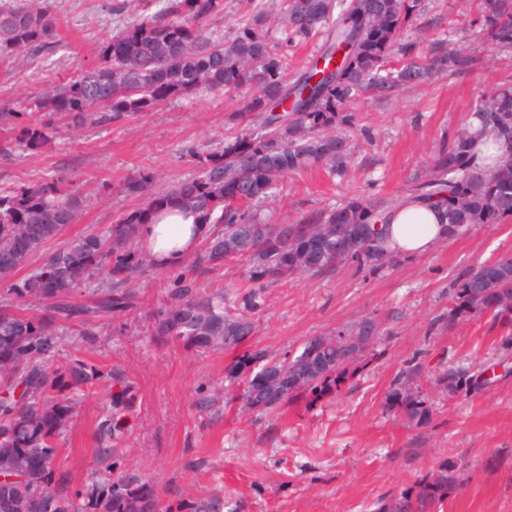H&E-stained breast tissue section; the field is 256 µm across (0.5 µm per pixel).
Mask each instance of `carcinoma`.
<instances>
[{
    "mask_svg": "<svg viewBox=\"0 0 512 512\" xmlns=\"http://www.w3.org/2000/svg\"><path fill=\"white\" fill-rule=\"evenodd\" d=\"M489 24L480 43L466 48L450 39L429 42L414 53L401 35L420 12L419 0H288L283 36L270 41L263 12H252L217 38L209 28L222 0H115L112 11L136 20L101 42L99 66L49 87L35 98L39 112L55 114L74 128L101 119H124L161 102L226 87L255 91L237 113L239 131L224 138L221 153L197 162L198 174L170 189L148 193L145 203L102 232L58 245L21 279L18 270L64 227L77 209L58 181L0 191V281L9 299L0 304V464L24 458L28 481L0 483V512H160L152 486L134 473L69 498L54 488L58 441L75 416L78 395L118 376L81 359L56 360L59 330L77 323L78 335H94L101 321L143 308L130 287L158 264L138 243L139 228L164 208L188 209L208 227L173 281L146 311L147 333L193 350L236 351L254 335L264 308L265 286L304 275L325 276L345 265L375 273L398 262L377 226L392 199L354 194L331 210L289 224H269L257 207L278 197L290 174L325 168L344 176L352 153L348 132L356 115L346 107L369 93L391 97L434 77L466 74L486 45L512 44V0H484ZM59 19L50 8L22 0L0 7V64L52 44ZM322 37L319 58L287 76L285 46ZM293 98V110L274 109ZM491 132L501 154L479 156L465 127L442 145L429 174L412 181L408 195L435 201L452 235L476 224L512 220V86H504L471 112ZM16 142L37 150L49 127L34 121L16 127ZM236 260L249 265L246 290L207 293L197 280ZM107 285L78 305V288L99 273ZM37 313L28 315L24 307ZM487 316L512 332V255L461 272L453 281L448 323ZM382 333L372 318L339 331L336 338L305 341L297 353L269 356L244 351L228 366L229 381L242 386L232 398L270 414L299 398L312 405L336 396L362 374L366 356ZM414 371L402 374L390 393L408 423H428L426 401L412 390ZM440 386L449 396L479 386L467 370H448ZM129 388L112 395V411L99 426L100 439L115 442L128 432L133 400ZM448 463L423 475L408 490L376 502L375 512H438L453 490Z\"/></svg>",
    "mask_w": 512,
    "mask_h": 512,
    "instance_id": "obj_1",
    "label": "carcinoma"
}]
</instances>
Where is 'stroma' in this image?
Returning <instances> with one entry per match:
<instances>
[{
  "mask_svg": "<svg viewBox=\"0 0 512 512\" xmlns=\"http://www.w3.org/2000/svg\"><path fill=\"white\" fill-rule=\"evenodd\" d=\"M113 0H30L60 19L51 49L23 54L0 69V108L21 122L49 124L48 142L36 152L19 147L15 130L0 124V188L61 180L79 213L67 225L69 240L117 223L145 201L132 184L151 179L163 191L197 173L198 155L224 147L237 128L236 112L249 89L176 97L136 118L103 121L75 131L64 121L30 109L48 86L68 81L99 63V46L122 29L128 15ZM421 13L403 34L416 49L455 34L467 45L484 18L478 0H421ZM211 20L222 33L257 6L279 37L280 0H224ZM512 80V46H494L481 67L452 80L427 84L383 99L351 104L359 116L353 157L345 178L322 170L291 175L281 196L261 215L281 224L328 210L352 193L392 199L427 172L443 138L461 129L472 104ZM512 253V222L482 224L451 238L428 255L400 258L378 273L346 266L325 277H303L266 286L265 307L248 347L269 355L296 350L316 336H333L371 318L384 332L363 376L336 398L314 405L299 400L271 414L225 402L235 388L226 378L231 357L223 350L197 352L151 339L136 313L100 328L86 342L65 329L59 360L82 358L121 371L136 395L129 432L117 457L100 455L98 426L112 409V383L80 397L77 415L59 441L56 479L68 495L100 480L135 473L151 482L162 508L223 498L228 512H372L374 502L414 486L440 462L459 480L442 512H512V348L486 318L448 323L451 282L459 273ZM417 369L413 389L431 409L424 427L395 413L389 394L403 372ZM492 372L489 386L454 398L437 385L448 369ZM213 399L211 409L197 406Z\"/></svg>",
  "mask_w": 512,
  "mask_h": 512,
  "instance_id": "35a3bbf8",
  "label": "stroma"
}]
</instances>
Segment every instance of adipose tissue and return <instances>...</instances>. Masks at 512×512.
<instances>
[{"mask_svg": "<svg viewBox=\"0 0 512 512\" xmlns=\"http://www.w3.org/2000/svg\"><path fill=\"white\" fill-rule=\"evenodd\" d=\"M391 251L401 256H423L448 239L451 229L442 210L414 198L394 205L383 226ZM205 226L182 208L158 213L142 225L139 241L162 266L174 267L192 252L205 234Z\"/></svg>", "mask_w": 512, "mask_h": 512, "instance_id": "obj_1", "label": "adipose tissue"}]
</instances>
